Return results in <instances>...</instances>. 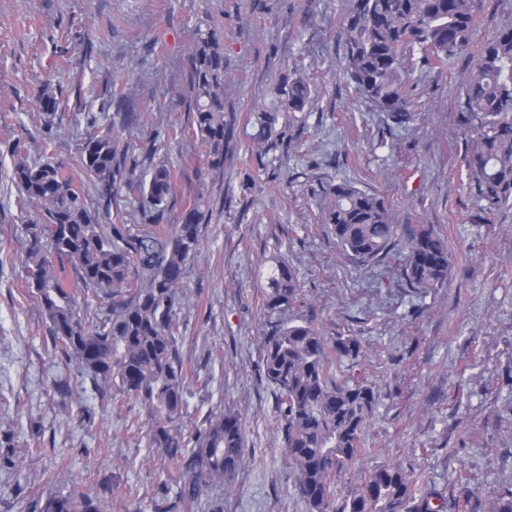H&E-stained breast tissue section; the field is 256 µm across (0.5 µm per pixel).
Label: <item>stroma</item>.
<instances>
[{"mask_svg": "<svg viewBox=\"0 0 512 512\" xmlns=\"http://www.w3.org/2000/svg\"><path fill=\"white\" fill-rule=\"evenodd\" d=\"M207 12L224 24V110L236 137L178 316L190 366L181 434L191 439L209 414L233 409L250 461L232 493L201 488L193 512H307L262 370L260 294L281 253L307 297L301 316L362 344L360 372L377 395L364 441L377 453L350 475L399 462L444 498L465 497L468 512H488L512 489V206L479 219L459 106L478 46L512 24V0H488L451 72L414 71L418 118L405 129L389 128L347 85L341 0H0V512H32L49 490L105 498L109 512H185L182 465L150 447L145 408L102 407L93 381L53 347L24 264L25 224L37 213L11 180V149L71 164L88 120L107 124L118 101L160 115L183 130L160 152L181 168L169 216L179 223L203 160L188 131L187 52ZM288 66L315 90L308 134L276 181L255 183L244 124ZM45 89L58 99L48 124L37 104ZM319 174L357 181L402 223L444 234L448 280L418 295L396 264L341 257L313 221ZM58 472L62 482H51Z\"/></svg>", "mask_w": 512, "mask_h": 512, "instance_id": "1", "label": "stroma"}]
</instances>
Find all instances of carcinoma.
<instances>
[{
  "label": "carcinoma",
  "instance_id": "obj_1",
  "mask_svg": "<svg viewBox=\"0 0 512 512\" xmlns=\"http://www.w3.org/2000/svg\"><path fill=\"white\" fill-rule=\"evenodd\" d=\"M484 2L343 0L337 39L346 80L391 126L407 127L415 117L414 69L446 70L471 42ZM188 61L190 130L205 160L180 223H167L179 175L173 165L155 160L158 138L135 144L94 117L81 138L77 167L94 180L96 208L64 161H32L19 145L11 152V180L25 204L40 213L39 222L25 225L24 262L54 344L99 386L104 403L135 400L148 409L150 446L184 460L192 474L185 487L189 508L197 499V480L229 492L248 456L240 418L231 409L196 430L189 450L178 427L188 373L177 315L187 270L202 252L211 188L234 136L224 113V88L231 81L224 28L207 13ZM38 101L50 122L56 97L44 89ZM311 103L306 75L287 69L269 88L267 101L249 113L246 125L255 132L247 138L258 180L272 181L273 164L299 152ZM460 112L474 129L466 159L484 209L512 203V26L481 45ZM123 192L138 200L136 224L112 223V207ZM311 198L317 223L353 262L376 267L399 255V278L417 294L447 280L448 239L434 226L407 228L380 195L329 175L316 176ZM304 305L296 272L286 259L276 260L262 292L263 373L280 410L283 454L308 512H456V504L417 484L395 463L377 465L341 486L352 464L370 453L363 437L377 404L375 388L354 374L362 357L359 339L323 335L311 321L294 316ZM37 504L39 512H106L100 502L75 493H50Z\"/></svg>",
  "mask_w": 512,
  "mask_h": 512
}]
</instances>
